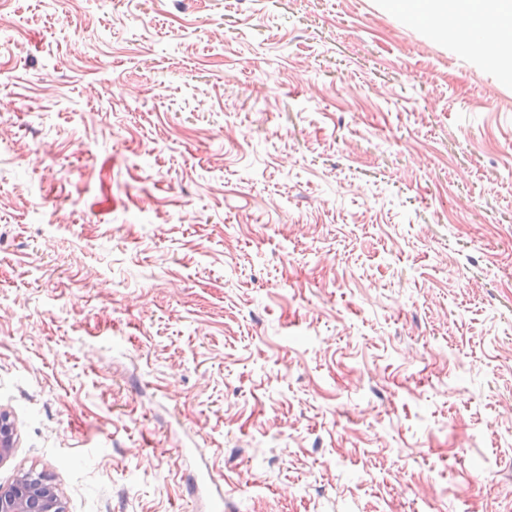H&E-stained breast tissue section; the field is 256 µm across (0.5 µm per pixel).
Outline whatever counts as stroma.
Wrapping results in <instances>:
<instances>
[{"mask_svg": "<svg viewBox=\"0 0 512 512\" xmlns=\"http://www.w3.org/2000/svg\"><path fill=\"white\" fill-rule=\"evenodd\" d=\"M0 410L65 512H512V74L383 0H7Z\"/></svg>", "mask_w": 512, "mask_h": 512, "instance_id": "35a3bbf8", "label": "stroma"}]
</instances>
